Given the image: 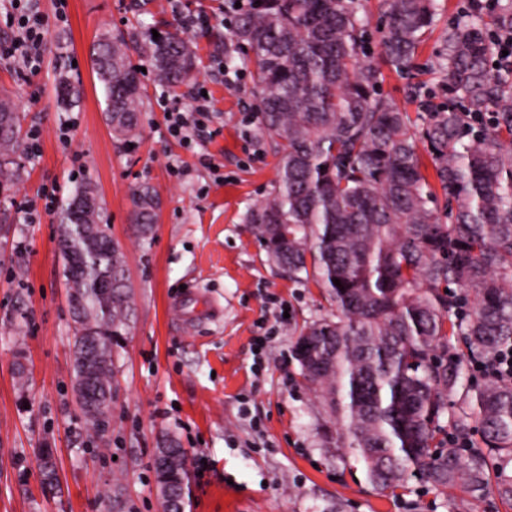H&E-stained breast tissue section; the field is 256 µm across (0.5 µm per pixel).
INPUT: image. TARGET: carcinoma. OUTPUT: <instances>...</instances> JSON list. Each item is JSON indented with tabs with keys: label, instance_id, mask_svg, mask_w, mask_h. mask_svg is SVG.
<instances>
[{
	"label": "carcinoma",
	"instance_id": "cac0c4a2",
	"mask_svg": "<svg viewBox=\"0 0 512 512\" xmlns=\"http://www.w3.org/2000/svg\"><path fill=\"white\" fill-rule=\"evenodd\" d=\"M224 41L231 64L247 48L261 134L278 155L273 191L246 217L268 261L288 278L313 283L332 313L297 340L333 356V367L302 378L342 430L341 445L385 495L415 474L435 487L482 486L489 460H512V383L467 378L450 348L469 361L512 346V69L491 74L492 34H512V0H467L448 28L437 64L448 105L428 106L416 124L377 92L379 68L359 58L369 21L360 0H251ZM385 61L402 70L432 29L435 0H383ZM157 80L178 86L195 74V55L176 30L145 45L105 34L94 45L112 74L106 91L112 134L139 137L142 87L130 50ZM426 149L439 184L421 171ZM18 116L0 99V186L18 179ZM78 189L59 225L68 299L76 323L73 390L86 423L104 433L83 387L112 396V344L127 326L131 296L120 242L104 233L103 205ZM137 233L153 231L154 189L132 196ZM112 289L101 290L103 276ZM341 286H336L333 279ZM472 407L488 453L462 456L448 441V398ZM155 469L159 489L186 477V452L167 436Z\"/></svg>",
	"mask_w": 512,
	"mask_h": 512
}]
</instances>
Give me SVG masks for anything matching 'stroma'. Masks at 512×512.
<instances>
[{"mask_svg":"<svg viewBox=\"0 0 512 512\" xmlns=\"http://www.w3.org/2000/svg\"><path fill=\"white\" fill-rule=\"evenodd\" d=\"M465 0H437L433 31L405 71L385 64L381 0H363L368 60L381 94L416 113L425 96L444 101L436 60L448 22ZM48 16L40 69L24 77L0 58V95L20 116V137L42 133L38 155L16 158L19 178L0 188V512H162L153 461L165 437L187 455L186 512H512L497 484L512 463L491 461L484 490H438L410 476L381 496L361 463L336 444L332 425L300 375L292 350L300 329L331 311L314 284L288 279L267 260L246 216L271 192L277 155L262 137L253 95L254 55L224 64L235 22L224 0H67ZM207 16L205 31L183 20ZM181 29L197 55V79L171 90L141 67V134L112 136L105 93L92 68L101 34L148 43ZM74 94L58 95L60 79ZM204 89L212 118L188 145L167 132V112L186 111ZM100 196L132 287L127 328L114 349L112 423L86 424L72 389L75 322L57 247L66 200L81 186ZM150 185L160 206L152 235L138 238L131 197ZM37 200L33 220L20 206ZM193 292L220 317L196 319L180 305ZM53 448L59 491L41 481L37 454Z\"/></svg>","mask_w":512,"mask_h":512,"instance_id":"35a3bbf8","label":"stroma"}]
</instances>
